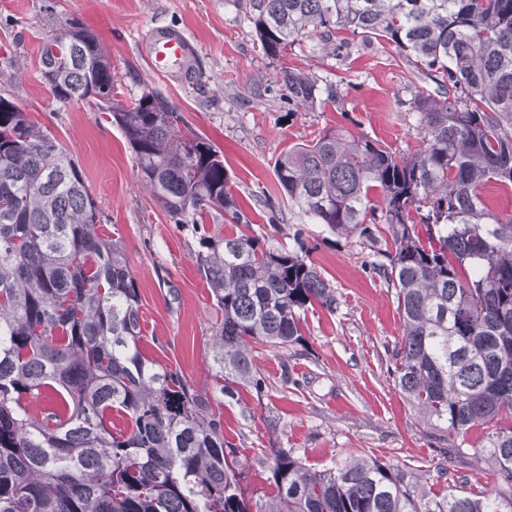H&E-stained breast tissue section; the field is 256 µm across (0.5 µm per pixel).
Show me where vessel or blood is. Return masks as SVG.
I'll return each instance as SVG.
<instances>
[{
  "label": "vessel or blood",
  "instance_id": "b4317fda",
  "mask_svg": "<svg viewBox=\"0 0 512 512\" xmlns=\"http://www.w3.org/2000/svg\"><path fill=\"white\" fill-rule=\"evenodd\" d=\"M142 55L155 75L188 79L193 73L197 48L180 30L152 28L141 46Z\"/></svg>",
  "mask_w": 512,
  "mask_h": 512
}]
</instances>
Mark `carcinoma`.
<instances>
[{
	"label": "carcinoma",
	"instance_id": "obj_1",
	"mask_svg": "<svg viewBox=\"0 0 512 512\" xmlns=\"http://www.w3.org/2000/svg\"><path fill=\"white\" fill-rule=\"evenodd\" d=\"M265 55L349 30L395 45L436 85L416 101L420 145L397 157L377 140L327 132L274 164L291 210L338 236L386 225L378 271L395 288L402 337L395 386L444 443L488 429L494 489L431 495L418 477L357 456L316 469L267 448L268 490L247 493L246 462L214 404L261 393L254 346L303 339L307 312L338 302L308 256L247 234H201L200 276L219 316L212 390L140 349V295L122 242L72 153L0 95V512H512V213L488 183L512 186V0H249ZM57 99H95L124 134L138 178L175 224L249 225L224 154L183 132L171 103L112 101V60L79 20L43 43ZM288 102L341 109L340 85L283 68ZM124 428L112 427V418Z\"/></svg>",
	"mask_w": 512,
	"mask_h": 512
}]
</instances>
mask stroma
<instances>
[{"label": "stroma", "instance_id": "1", "mask_svg": "<svg viewBox=\"0 0 512 512\" xmlns=\"http://www.w3.org/2000/svg\"><path fill=\"white\" fill-rule=\"evenodd\" d=\"M93 31L112 56L115 99L144 90L167 97L187 125L223 152L234 197L249 225L207 221L209 230L242 232L266 244H304L332 286L335 313L306 316L304 340L285 350L259 348L263 393L240 390L224 399V437L247 458L249 488H264L277 445L320 468L367 456L411 471L432 493L466 478V490L493 488L498 477L483 451L485 430L463 437V458L447 464L437 440L394 383L393 350L402 325L394 288L375 268L377 248L323 225L287 214L274 163L292 144L343 127L378 140L402 156L419 145L414 99L435 85L409 67L392 44L348 31L331 41L305 38L286 57L267 58L243 0H0V95L46 127L73 154L106 232L122 238L140 292L142 352L179 369L198 389L212 387L210 327L217 312L196 266L199 236L171 223L140 186L134 154L121 130L92 102L62 103L38 66L46 36L65 19ZM157 25L181 30L197 47V72L185 83L154 75L140 52ZM341 45L333 53V45ZM305 71L319 83L340 82L343 111L291 105L277 82L281 67Z\"/></svg>", "mask_w": 512, "mask_h": 512}]
</instances>
